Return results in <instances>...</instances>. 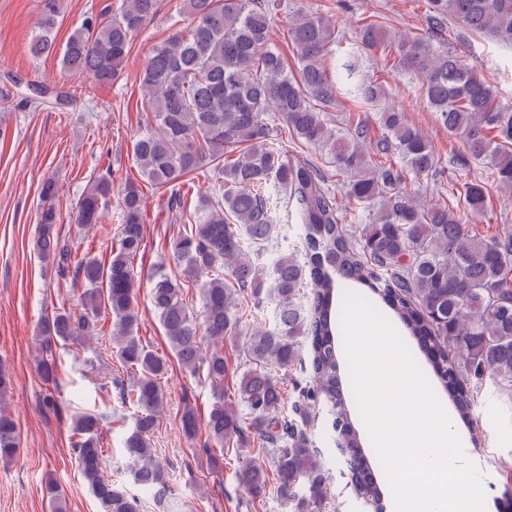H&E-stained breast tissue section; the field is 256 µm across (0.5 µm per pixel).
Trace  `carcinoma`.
<instances>
[{
    "label": "carcinoma",
    "instance_id": "cac0c4a2",
    "mask_svg": "<svg viewBox=\"0 0 512 512\" xmlns=\"http://www.w3.org/2000/svg\"><path fill=\"white\" fill-rule=\"evenodd\" d=\"M429 31L385 35L364 22L356 46L342 48L345 31L300 4L289 17L288 41L297 52V74L271 38L280 0H183L190 26L156 45L144 64L143 109L152 130L133 154L142 175L157 188L202 172L216 185L198 197L191 230L171 243L196 287L201 315L190 311L183 283L163 268L154 272L151 305L182 368L205 372L214 388L205 430L225 446L253 434L269 455L277 492L292 512H327L330 477L305 422L310 405L324 402L339 439L338 459L357 498L384 499L372 462L362 451L344 397L336 347L338 289L365 288L376 295L410 335L433 351L434 372L451 388L458 418L474 423L486 383L512 400V224L492 235L473 234L476 218L491 221L488 185L454 183L446 199L420 198L421 181L446 173L421 129L395 106L384 82L368 75L367 55L382 53L394 73L421 82L428 107L448 134L461 140L453 164L484 166L493 182L512 191V102L461 57L444 47L448 19L512 45V0H423ZM160 0H124L115 13L86 17L61 51L62 65L110 85L122 71L135 36L159 12ZM59 0H39L29 52L56 51ZM375 112L381 132L370 142L365 123L331 125L326 110L336 90ZM281 116L290 137L313 147L335 169L330 173L284 150L271 115ZM112 181L102 177L80 195L72 220L102 223ZM343 196L355 208L343 207ZM59 188L48 178L40 189L39 257L57 273L83 283L76 304H61L39 325L37 367L58 383L59 342L98 335V318L112 315V344L132 381H115L133 422L122 443L136 484L161 494L167 463L150 437L163 406L161 380L167 359L142 343L134 299L133 263L144 244L145 197L135 182L118 193L122 224L107 263L88 255L75 261L54 236ZM297 224L303 255L283 250L274 236L281 212ZM273 304V324L252 325L236 367L234 400H224L229 363L224 340L242 334L240 305ZM212 343L205 351L199 332ZM307 358H301V349ZM300 366L298 399L283 415L285 397L275 371ZM102 418L74 420L71 448L102 512H140L139 501L108 479ZM19 448L17 425L0 407V458ZM238 489L253 499L269 491L266 465L249 461L235 473Z\"/></svg>",
    "mask_w": 512,
    "mask_h": 512
}]
</instances>
